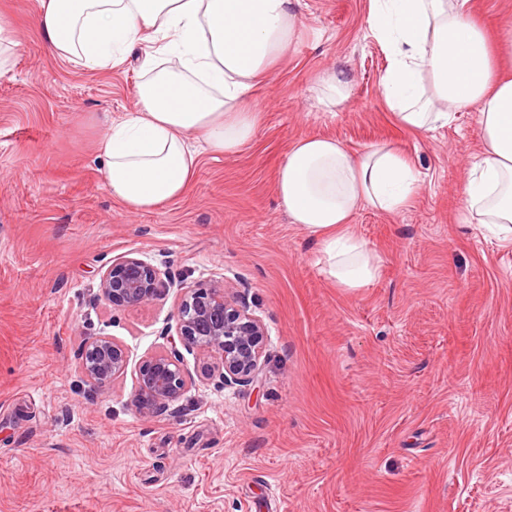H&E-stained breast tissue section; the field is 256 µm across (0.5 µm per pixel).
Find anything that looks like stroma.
Segmentation results:
<instances>
[{"instance_id":"stroma-1","label":"stroma","mask_w":512,"mask_h":512,"mask_svg":"<svg viewBox=\"0 0 512 512\" xmlns=\"http://www.w3.org/2000/svg\"><path fill=\"white\" fill-rule=\"evenodd\" d=\"M368 0H299L294 50L255 91L263 121L238 154L201 155L178 199L132 213L97 144L134 111L142 50L90 71L56 59L41 0H0L19 45L0 73V512H512V244L466 223L478 112L431 132L385 105V49ZM342 71L348 98L315 87ZM387 143L420 175L397 213L360 207L378 280L340 288L276 192L290 145ZM136 252L173 281L115 308L99 273ZM225 278L264 323L256 383L224 386L213 359L147 420L142 360L163 353L182 288ZM107 336L125 373L90 393L80 355Z\"/></svg>"}]
</instances>
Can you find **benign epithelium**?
<instances>
[{"instance_id": "obj_1", "label": "benign epithelium", "mask_w": 512, "mask_h": 512, "mask_svg": "<svg viewBox=\"0 0 512 512\" xmlns=\"http://www.w3.org/2000/svg\"><path fill=\"white\" fill-rule=\"evenodd\" d=\"M168 284L167 271L128 253L102 272L97 297L117 307H141L157 299ZM228 288L221 278L186 289L176 314V336L170 337L171 351L147 358L138 368L139 415L152 418L184 394L188 374L178 343L209 354L226 386L250 385L257 379L265 358L266 328ZM81 359V373L92 393L107 388L129 364L127 352L108 336L85 342Z\"/></svg>"}]
</instances>
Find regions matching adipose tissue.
I'll return each mask as SVG.
<instances>
[{
	"label": "adipose tissue",
	"instance_id": "obj_1",
	"mask_svg": "<svg viewBox=\"0 0 512 512\" xmlns=\"http://www.w3.org/2000/svg\"><path fill=\"white\" fill-rule=\"evenodd\" d=\"M295 0H42L37 24L61 60L96 70L141 43L136 109L99 140L105 185L135 212L183 195L199 151L230 156L257 133L252 90L290 50L301 25ZM366 22L389 64L380 92L397 122L431 131L478 105L483 145L467 177L463 211L512 242V26L492 46L468 0H368ZM417 187L411 161L377 145L355 154L330 137L289 148L276 180L292 223L308 231L341 288L380 275L378 256L351 229L362 206L408 207Z\"/></svg>",
	"mask_w": 512,
	"mask_h": 512
}]
</instances>
